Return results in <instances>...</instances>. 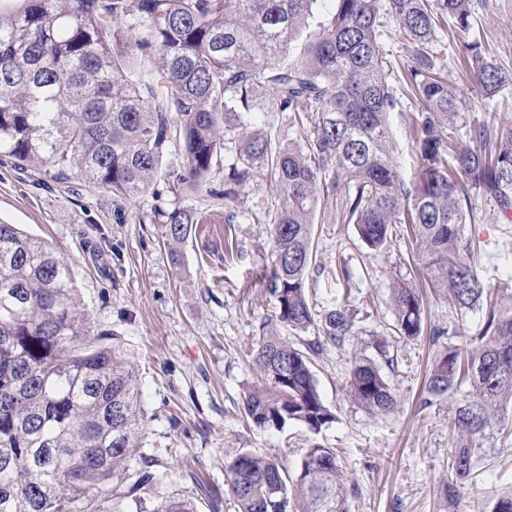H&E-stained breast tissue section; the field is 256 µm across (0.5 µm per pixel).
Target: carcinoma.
<instances>
[{
  "instance_id": "obj_1",
  "label": "carcinoma",
  "mask_w": 512,
  "mask_h": 512,
  "mask_svg": "<svg viewBox=\"0 0 512 512\" xmlns=\"http://www.w3.org/2000/svg\"><path fill=\"white\" fill-rule=\"evenodd\" d=\"M0 16V151L24 165L75 167L123 199L145 194L163 161L198 186L223 150L236 165L224 198L271 178L280 203L269 219L277 247L268 275L274 315L250 352L260 382L244 410L258 427L335 420L323 403L315 358L354 326L336 308L316 318L306 295L313 224L322 199L370 249L388 247L394 224L409 225L433 285L465 313L483 310L465 346L450 347L426 381L431 398L469 384L450 425L482 435L512 410V288H485L474 251H460L470 196L512 211V126L493 128L448 86L438 28H470V0H19ZM405 41L401 73L422 104L413 115L420 170L403 178L389 115L400 104L383 43L390 23ZM466 68L492 97L511 83L478 41L464 44ZM256 112L288 113L293 138L255 126ZM469 113V140L445 129ZM203 220L191 208L165 215L183 243ZM399 335L423 331L422 299L396 284ZM318 330L302 349L279 328ZM347 394L370 413L397 408L373 361H353ZM131 365L95 331L80 306L69 264L47 242L0 224V512H196L181 494L158 491ZM475 469L470 448L452 454L445 489L455 498ZM228 494L237 512H348L343 472L330 448L309 449L299 474L269 456L239 454ZM156 500L150 511L147 502Z\"/></svg>"
}]
</instances>
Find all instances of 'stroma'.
<instances>
[{
	"label": "stroma",
	"instance_id": "35a3bbf8",
	"mask_svg": "<svg viewBox=\"0 0 512 512\" xmlns=\"http://www.w3.org/2000/svg\"><path fill=\"white\" fill-rule=\"evenodd\" d=\"M472 28L440 30L448 84L495 126L512 125V84L486 97L466 73L464 43L480 41L512 70V0H471ZM391 113L396 157L405 179L419 170L411 114L419 102L402 96ZM235 154H225L207 185L178 194L176 177L161 176L142 198L127 201L85 181L77 170L17 166L0 154V222L18 224L52 243L69 263L81 300L98 332L136 369L145 412L141 451L158 458L162 490L174 489L197 512H235L227 495L230 464L243 452L277 457L297 475L309 448L333 449L346 475L348 512H493L512 492V413L503 427L459 441L448 425L461 403L455 393L426 401V376L437 355L463 346L480 309L463 313L446 292L432 288L411 258L407 225L393 228L387 250L375 252L353 225L316 217L313 261L307 277L316 315L346 305L355 317L345 341L324 346L315 373L321 398L335 419L320 431L301 423L282 430L248 422L244 393L257 380L248 350L274 313L264 271L276 259L267 224L279 200L269 182L247 184L234 200L224 179ZM473 216L463 241L481 253L487 285L512 288V217L471 197ZM176 207L201 214L230 211L233 223L200 224L182 244L166 235L163 215ZM179 263H172V254ZM419 288L424 334L395 331L389 304L396 282ZM443 331L431 340L428 331ZM367 356L394 387L398 407L371 414L345 393L351 362ZM474 448L479 467L456 498L444 485L451 451Z\"/></svg>",
	"mask_w": 512,
	"mask_h": 512
}]
</instances>
